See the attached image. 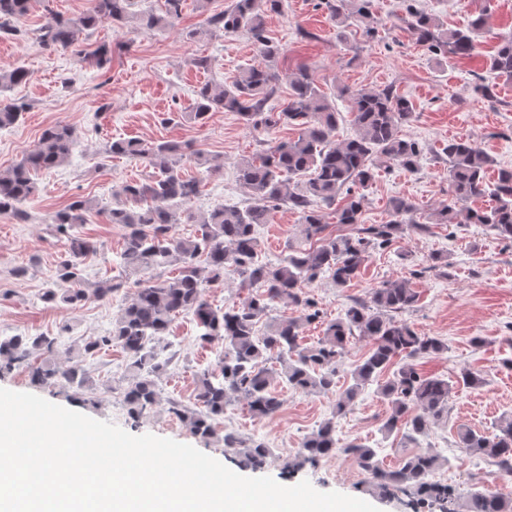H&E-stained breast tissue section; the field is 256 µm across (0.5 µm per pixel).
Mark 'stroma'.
Returning a JSON list of instances; mask_svg holds the SVG:
<instances>
[{"instance_id": "obj_1", "label": "stroma", "mask_w": 512, "mask_h": 512, "mask_svg": "<svg viewBox=\"0 0 512 512\" xmlns=\"http://www.w3.org/2000/svg\"><path fill=\"white\" fill-rule=\"evenodd\" d=\"M232 0H184L178 24L164 31L141 27L139 15L161 9L163 0H132L127 18L119 24L103 23L83 35L79 50L58 51L40 44V27L50 14L74 18L86 12L89 0H34L18 26L19 36L0 39V71L17 67L28 73L25 83L0 92L5 100H20L27 110L22 119L0 129V172L11 170L31 150L42 131L60 125L73 129L79 146L62 166L35 173L36 193L26 202L30 214L18 223L0 214V334H56L71 324L68 341L74 345L104 334L111 328L121 303L134 291V276L112 263L125 235L123 226L111 223L109 212L120 204V186L147 178L151 170L138 158L110 154L112 141H175L190 153L181 164L185 177L202 181V193L190 208L201 214L218 206L246 207L255 200L238 179L237 166L261 148L263 140L297 139L299 130L283 126L272 131L253 129L234 112H216L203 123L187 113L198 87L206 82H231L240 69L260 63L258 48L243 30L216 32L187 39L207 15L224 11ZM425 11L450 28L468 27L478 15L488 24L475 35V51L467 58H432L402 22L408 7ZM267 36L280 48L270 63L278 76L269 107L288 101V77L306 69L328 102L338 112L337 140L354 137L349 111L350 92L392 88L409 100L411 118L400 127L403 138L419 143L423 155L417 171L378 158L373 176L363 189L365 204L360 223L385 224L391 219L388 203L404 197L416 206L419 229L407 228L384 249L371 250L358 278L338 285L322 276L307 288L321 311L320 321L305 325L302 343L311 346L322 335L326 321L342 316L353 299L368 298L372 289L394 279L408 280L418 294L413 308L401 320L418 334L440 337L445 351L418 359L421 372L456 379L461 371L479 374L480 388H457L448 402V416L430 425L416 442L400 433L384 435L381 425L390 409L375 387L366 388L346 416L337 419L340 441L361 440L378 450L382 469H396L402 458L422 448L443 458L435 477L457 491L480 486L512 494V476L503 475L491 462H469L458 448L456 432L468 427L493 435L498 425L512 417V242L480 224H433L429 218L450 204L449 141L462 140L480 148L492 159L486 173L494 183L503 169H512V82L491 70L489 59L498 46L512 37V0H371L369 24L352 22L339 31L319 0H281L279 11L267 17ZM109 48L103 68L85 60V53L100 45ZM206 56L209 69L195 68L191 60ZM493 90L490 98L478 87ZM202 152L217 173L196 164ZM91 201L87 221L77 233L91 239L96 254L83 261L86 284L121 280L117 298H88L76 307L44 302L46 289L66 290L57 278L64 255L62 243L46 233L50 217L76 199ZM256 233L263 260L281 259L287 245L301 246L300 216L280 206L271 210L267 223ZM448 261L435 268L436 258ZM179 355L159 380L161 397L154 410L139 420L127 413L125 393L131 379L125 370L127 355L112 345L85 358V387H33L26 368L0 377V388L33 392L64 408L111 422L133 435L153 434L189 444L217 460H224L223 431L241 438L262 435L276 456L262 470L282 485L310 481L319 491H338L365 498L367 473L349 458L334 457L319 465L304 466L285 476L283 464L298 451L307 434L332 417L338 392L350 384L347 373L336 377V391L328 395L294 389L285 381L274 384L284 400L279 414L254 418L242 400H232L223 416L213 422L216 435H194L185 421L171 411L172 402L194 406L198 374L213 366L214 353L198 339L191 314L178 315L163 338Z\"/></svg>"}]
</instances>
